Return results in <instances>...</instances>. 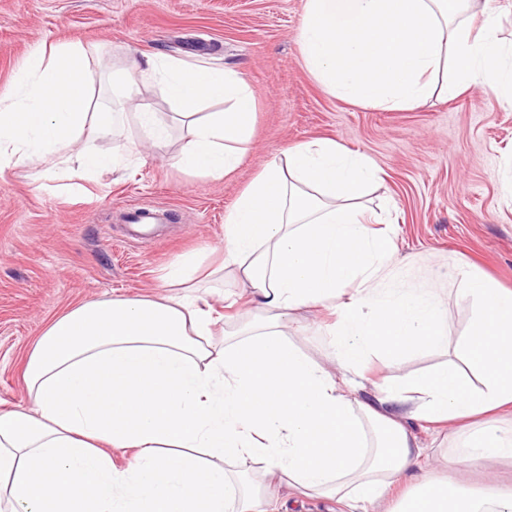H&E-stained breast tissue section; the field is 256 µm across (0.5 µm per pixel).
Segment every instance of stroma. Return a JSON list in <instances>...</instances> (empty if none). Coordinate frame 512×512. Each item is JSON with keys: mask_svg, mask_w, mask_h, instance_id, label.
<instances>
[{"mask_svg": "<svg viewBox=\"0 0 512 512\" xmlns=\"http://www.w3.org/2000/svg\"><path fill=\"white\" fill-rule=\"evenodd\" d=\"M304 0H0V92L31 48L80 42L108 69L94 75L95 103L110 104L115 71L130 59L170 55L239 72L256 101L250 148L222 180L191 176L166 157L185 135L171 109L144 89L163 122L166 146L69 195L25 167L0 171V407L21 403L29 353L50 321L86 300L151 297L181 254L210 255L224 244V216L254 175L287 146L333 137L370 158L380 183L362 198L384 213L406 263L407 288L439 289L456 343L472 306L454 275L474 264L512 289V109L474 86L391 111L330 93L302 66ZM139 203L163 213L148 244L130 241L122 210ZM435 478L482 491L512 484V459L471 470L435 466Z\"/></svg>", "mask_w": 512, "mask_h": 512, "instance_id": "35a3bbf8", "label": "stroma"}]
</instances>
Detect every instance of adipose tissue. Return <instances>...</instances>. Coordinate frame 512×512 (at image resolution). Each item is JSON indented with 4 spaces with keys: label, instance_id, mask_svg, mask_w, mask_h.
<instances>
[{
    "label": "adipose tissue",
    "instance_id": "ef3b65f1",
    "mask_svg": "<svg viewBox=\"0 0 512 512\" xmlns=\"http://www.w3.org/2000/svg\"><path fill=\"white\" fill-rule=\"evenodd\" d=\"M305 69L331 94L386 110L453 98L471 85L512 107V43L488 0H305ZM100 58L78 42L39 45L0 92V168L63 175L72 191L144 160L169 131L156 89L186 130L169 161L221 180L240 166L256 102L242 75L172 56L132 60L110 109H92ZM135 125L124 154L97 140ZM379 170L333 138L293 144L253 177L224 218V259L246 318L215 332L200 294L203 258L163 275L172 294L90 300L53 319L28 356L29 405L0 408V512H288L271 494L373 512H512V491L481 496L433 479L408 422L460 427L448 468L512 459V289L470 267L473 307L456 360L384 376L362 398L370 358L448 349L437 289L397 288L393 238L358 201ZM322 307L335 371L291 341L294 314Z\"/></svg>",
    "mask_w": 512,
    "mask_h": 512
}]
</instances>
